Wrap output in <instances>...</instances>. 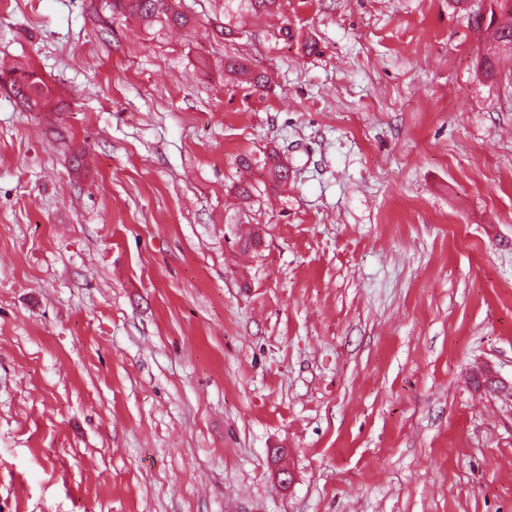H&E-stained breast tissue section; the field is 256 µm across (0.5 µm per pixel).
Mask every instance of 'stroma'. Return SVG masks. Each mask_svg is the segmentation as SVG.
<instances>
[{
	"label": "stroma",
	"mask_w": 512,
	"mask_h": 512,
	"mask_svg": "<svg viewBox=\"0 0 512 512\" xmlns=\"http://www.w3.org/2000/svg\"><path fill=\"white\" fill-rule=\"evenodd\" d=\"M178 3L194 32L0 0V63L65 105L0 89V512H512L485 34L451 0H280L230 36ZM224 70L243 78L246 84L258 88H264L267 83V77L264 74H254L247 70L244 65L235 57L227 56L224 58ZM2 82L9 88L11 96L32 112H40L55 93L35 70L22 63L1 69Z\"/></svg>",
	"instance_id": "1"
}]
</instances>
